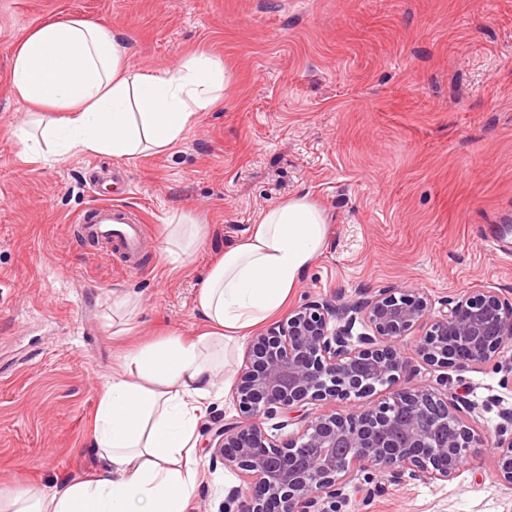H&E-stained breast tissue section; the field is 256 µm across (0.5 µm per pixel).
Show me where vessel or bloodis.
Returning a JSON list of instances; mask_svg holds the SVG:
<instances>
[{"label":"vessel or blood","mask_w":512,"mask_h":512,"mask_svg":"<svg viewBox=\"0 0 512 512\" xmlns=\"http://www.w3.org/2000/svg\"><path fill=\"white\" fill-rule=\"evenodd\" d=\"M70 234L101 240L125 255L127 260H135L144 246L147 227L124 204L109 198H100L75 220L69 227Z\"/></svg>","instance_id":"obj_1"}]
</instances>
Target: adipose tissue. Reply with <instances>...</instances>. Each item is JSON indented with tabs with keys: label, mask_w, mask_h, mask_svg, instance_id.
Returning a JSON list of instances; mask_svg holds the SVG:
<instances>
[{
	"label": "adipose tissue",
	"mask_w": 512,
	"mask_h": 512,
	"mask_svg": "<svg viewBox=\"0 0 512 512\" xmlns=\"http://www.w3.org/2000/svg\"><path fill=\"white\" fill-rule=\"evenodd\" d=\"M10 62L12 93L32 114L30 128L14 133L28 162L169 152L224 92L219 61L199 55L144 73L111 30L83 20L33 28ZM328 235L323 210L308 197L264 211L212 261L195 295L197 336L170 333L117 357L93 430L106 466L89 478L0 494V512H187L202 478L197 430L227 346L279 313ZM206 238L205 225L174 214L162 254L191 259Z\"/></svg>",
	"instance_id": "1"
}]
</instances>
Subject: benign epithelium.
<instances>
[{
	"label": "benign epithelium",
	"mask_w": 512,
	"mask_h": 512,
	"mask_svg": "<svg viewBox=\"0 0 512 512\" xmlns=\"http://www.w3.org/2000/svg\"><path fill=\"white\" fill-rule=\"evenodd\" d=\"M510 350L512 297L494 288L462 291L438 308L409 285L365 292L343 307L308 299L247 342L232 391L239 416L207 445L211 460L246 479V488L229 491L223 512H344L345 488L359 471L377 478L372 488L357 487L369 499L410 480H452L479 445L512 489V407L492 398L502 423L486 436L478 431L484 405L453 390L448 376L491 363L505 384ZM415 362L441 374L411 385ZM379 386L387 396L361 406ZM336 401L345 409L307 408Z\"/></svg>",
	"instance_id": "1"
}]
</instances>
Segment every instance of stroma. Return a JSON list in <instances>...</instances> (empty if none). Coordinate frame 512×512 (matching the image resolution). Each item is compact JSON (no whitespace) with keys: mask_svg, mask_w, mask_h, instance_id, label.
<instances>
[{"mask_svg":"<svg viewBox=\"0 0 512 512\" xmlns=\"http://www.w3.org/2000/svg\"><path fill=\"white\" fill-rule=\"evenodd\" d=\"M69 19L112 29L145 72L200 53L219 60L222 102L165 154L24 161L13 131L29 108L11 94L10 50ZM96 171L105 182L94 190ZM115 171L151 233L135 269L67 229L112 193ZM303 194L330 233L289 307L399 285L437 301L512 292V259L485 243L512 223V0H0V491L101 469L92 424L120 351L170 330L193 335L213 259ZM176 209L207 225L208 245L163 262ZM116 293L141 300L122 338L112 335ZM457 389L512 405L489 367L463 373ZM236 415L229 390L217 391L199 425L196 510L218 512L243 483L206 449L209 427ZM363 512H512V489L480 447L454 480L389 487Z\"/></svg>","mask_w":512,"mask_h":512,"instance_id":"obj_1","label":"stroma"}]
</instances>
